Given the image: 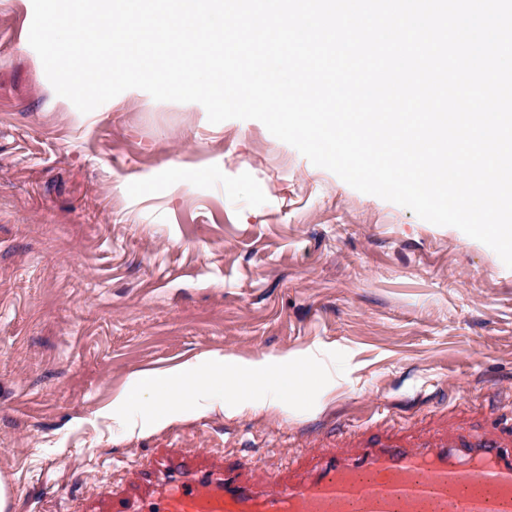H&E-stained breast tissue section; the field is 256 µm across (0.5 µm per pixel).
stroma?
Returning <instances> with one entry per match:
<instances>
[{
	"label": "stroma",
	"mask_w": 512,
	"mask_h": 512,
	"mask_svg": "<svg viewBox=\"0 0 512 512\" xmlns=\"http://www.w3.org/2000/svg\"><path fill=\"white\" fill-rule=\"evenodd\" d=\"M0 0V478L8 512H84L157 453L287 474L357 431L512 425V268L361 193L256 120L129 89L90 113ZM186 178L171 177L172 169ZM315 355L311 410L245 402L127 434L130 379Z\"/></svg>",
	"instance_id": "obj_1"
}]
</instances>
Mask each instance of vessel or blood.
I'll use <instances>...</instances> for the list:
<instances>
[{"label": "vessel or blood", "instance_id": "b4317fda", "mask_svg": "<svg viewBox=\"0 0 512 512\" xmlns=\"http://www.w3.org/2000/svg\"><path fill=\"white\" fill-rule=\"evenodd\" d=\"M90 512H512V432L353 435L283 476L169 453Z\"/></svg>", "mask_w": 512, "mask_h": 512}]
</instances>
